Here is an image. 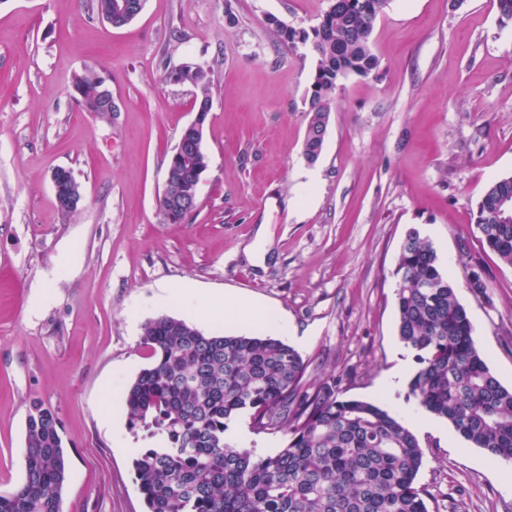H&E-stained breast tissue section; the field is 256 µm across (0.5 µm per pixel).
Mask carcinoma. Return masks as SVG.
<instances>
[{
  "label": "carcinoma",
  "instance_id": "1",
  "mask_svg": "<svg viewBox=\"0 0 512 512\" xmlns=\"http://www.w3.org/2000/svg\"><path fill=\"white\" fill-rule=\"evenodd\" d=\"M389 0H329L318 26L285 27L269 20L279 41L317 57L304 154H321L342 80L378 67L371 35ZM203 92L209 112L212 71L178 72ZM86 112L112 111L100 77L75 78ZM168 197L198 193L191 174L165 183ZM512 176L490 183L477 203L481 242L512 266ZM397 333L416 351L410 394L447 420L466 442L493 459L512 460V388L502 385L473 339L474 327L432 243L406 234L395 270ZM143 345L150 363L129 384V430L146 442L133 461L145 512H429L415 484L423 453L416 435L386 407L305 385L295 348L255 335L206 334L169 315L147 320ZM247 412L260 434L284 431L273 455L240 449L229 423ZM24 480L0 494V512H61L67 460L55 411L31 404L26 417Z\"/></svg>",
  "mask_w": 512,
  "mask_h": 512
}]
</instances>
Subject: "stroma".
<instances>
[{
    "label": "stroma",
    "mask_w": 512,
    "mask_h": 512,
    "mask_svg": "<svg viewBox=\"0 0 512 512\" xmlns=\"http://www.w3.org/2000/svg\"><path fill=\"white\" fill-rule=\"evenodd\" d=\"M328 0H144L120 28L92 0H0V492L24 479L32 402L52 407L67 453L62 512H144L133 470L143 442L123 408L149 359L142 326L171 315L205 333L263 325L195 321L164 292L240 299L287 316L306 341V383L387 408L413 404L397 334L395 269L409 229L437 251L474 325V342L512 388V267L480 242L476 205L512 175V24L495 0H390L371 36L375 73L336 92L321 155L303 153L316 56L289 51L275 17L317 26ZM211 68L208 171L198 206L167 223L156 199L205 94L178 83ZM94 71L118 112L76 102ZM69 169L83 201L61 211L51 181ZM267 225L265 240L256 236ZM491 284L476 298L464 266ZM429 512H512L502 462L443 419L412 424ZM237 447L278 452L285 433L229 425Z\"/></svg>",
    "instance_id": "stroma-1"
}]
</instances>
